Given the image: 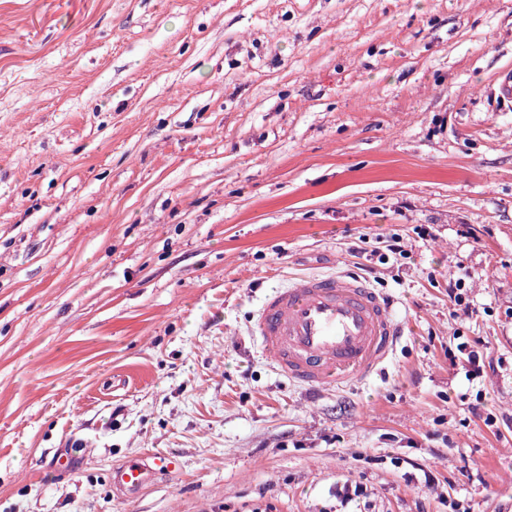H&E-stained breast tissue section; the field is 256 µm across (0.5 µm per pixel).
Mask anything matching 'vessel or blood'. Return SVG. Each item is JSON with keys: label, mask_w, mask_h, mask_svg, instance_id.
<instances>
[{"label": "vessel or blood", "mask_w": 512, "mask_h": 512, "mask_svg": "<svg viewBox=\"0 0 512 512\" xmlns=\"http://www.w3.org/2000/svg\"><path fill=\"white\" fill-rule=\"evenodd\" d=\"M393 301L357 275H300L266 294L252 317V334L274 368L289 381L323 388L362 382L392 359L402 327ZM174 461L152 455L131 460L112 473L115 486L136 490L152 472L172 470Z\"/></svg>", "instance_id": "1"}]
</instances>
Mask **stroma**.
Returning a JSON list of instances; mask_svg holds the SVG:
<instances>
[{
	"instance_id": "stroma-1",
	"label": "stroma",
	"mask_w": 512,
	"mask_h": 512,
	"mask_svg": "<svg viewBox=\"0 0 512 512\" xmlns=\"http://www.w3.org/2000/svg\"><path fill=\"white\" fill-rule=\"evenodd\" d=\"M507 67L512 0H0V512L511 505ZM333 271L405 333L307 391L252 316ZM149 459L152 462L148 466L143 463L144 458L124 463L113 471L112 483L122 489L136 490L148 482L153 471H171L175 468V462L167 456L153 453Z\"/></svg>"
}]
</instances>
